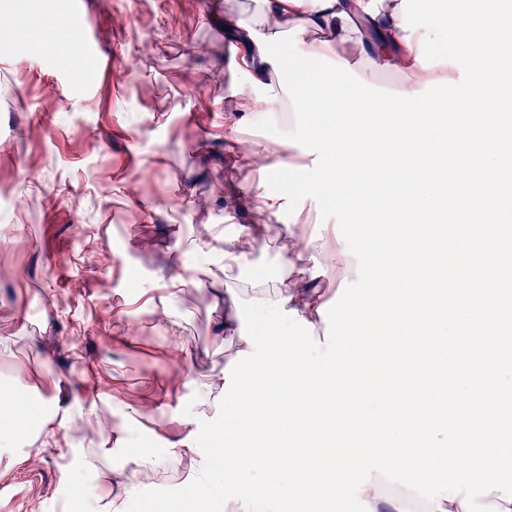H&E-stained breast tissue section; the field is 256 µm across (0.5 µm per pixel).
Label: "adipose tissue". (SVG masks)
Instances as JSON below:
<instances>
[{"label":"adipose tissue","mask_w":512,"mask_h":512,"mask_svg":"<svg viewBox=\"0 0 512 512\" xmlns=\"http://www.w3.org/2000/svg\"><path fill=\"white\" fill-rule=\"evenodd\" d=\"M255 8H247L242 0H224V30L238 44L235 65L249 75V88L237 91L243 113L236 125V135L229 153L234 165H247L259 170H310L306 154H293L290 146L253 138L257 124L281 122L294 124L292 105L278 84L270 62L261 60L252 32L273 35L294 26H302L300 36L305 52L333 56L335 61L348 64L367 82H376L382 75L397 80V91L412 92L423 89L426 82L458 78L456 67L440 65L421 67L417 60L420 32L405 36L401 0H255ZM288 197L272 190L266 182H258L247 189L227 193L226 201L233 208L253 218L252 226L243 234L225 240L217 261L203 274L208 285H230L231 295L224 298V320L218 330L229 337L238 350L249 345L240 337L241 320L233 303L234 297L243 299H284L285 309L296 310L300 318L313 323L316 339H323L325 323L319 307L329 301L324 288L315 285V278L356 279L357 261L343 255L342 244L308 234L302 213H295L292 221H284ZM285 223L286 238L281 248V275L275 281H258L251 277L252 250L259 236L272 225ZM29 385L14 381L6 400L0 401V447L19 449L20 460H27V446L39 442L41 449L53 448L61 454L72 449L74 435L81 424L70 415H49L38 428H31L26 415ZM195 423L181 426V434L189 435ZM180 436L167 440L165 454L153 450L141 451L132 468L121 473L117 482L97 481L84 487L80 500L85 512H125L124 503L143 488L156 484L168 471L184 459L198 457L199 448L182 445ZM373 512H415L421 503L417 492L400 484L386 483L379 472H372L371 480L361 494Z\"/></svg>","instance_id":"ef3b65f1"}]
</instances>
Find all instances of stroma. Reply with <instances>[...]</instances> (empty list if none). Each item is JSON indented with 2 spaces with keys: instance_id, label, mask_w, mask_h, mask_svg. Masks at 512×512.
Instances as JSON below:
<instances>
[{
  "instance_id": "1",
  "label": "stroma",
  "mask_w": 512,
  "mask_h": 512,
  "mask_svg": "<svg viewBox=\"0 0 512 512\" xmlns=\"http://www.w3.org/2000/svg\"><path fill=\"white\" fill-rule=\"evenodd\" d=\"M69 28L89 20L91 44L115 57V72L62 47L58 27L43 28L11 0L0 17V336L16 359L0 382L26 375L60 410L105 418L74 453L47 450L15 462L0 450V482H14L13 512H56L73 470L95 454L98 474L132 466L142 448L163 450L167 424L186 404L214 412L205 386L235 356L216 337L224 317L209 288L171 296V252L187 275L212 260L209 225L234 236L249 214L228 208L230 186L266 179L232 168L225 124L238 112L236 89L249 78L234 66L237 43L219 19L224 0H58ZM18 20L32 38L20 40ZM140 143L134 161L124 141ZM182 324L196 356L190 378L169 346L162 310ZM56 346L52 358L42 340ZM121 378L99 398V372ZM158 409L133 418L128 406Z\"/></svg>"
}]
</instances>
